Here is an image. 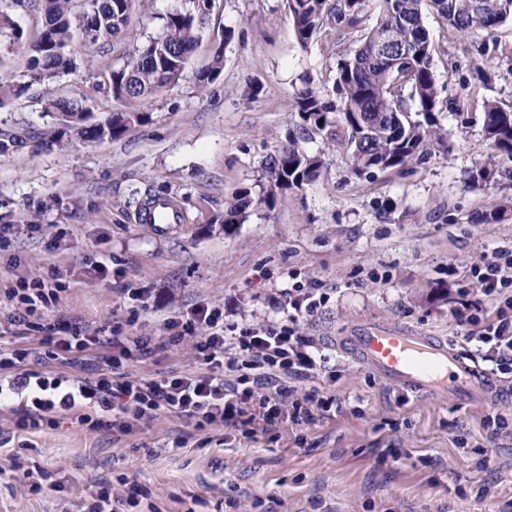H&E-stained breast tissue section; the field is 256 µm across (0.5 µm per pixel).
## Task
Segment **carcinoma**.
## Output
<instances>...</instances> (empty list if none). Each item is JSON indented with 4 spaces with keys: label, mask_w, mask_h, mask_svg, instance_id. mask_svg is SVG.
<instances>
[{
    "label": "carcinoma",
    "mask_w": 512,
    "mask_h": 512,
    "mask_svg": "<svg viewBox=\"0 0 512 512\" xmlns=\"http://www.w3.org/2000/svg\"><path fill=\"white\" fill-rule=\"evenodd\" d=\"M80 11L74 12V2ZM46 23L39 39L29 47V81L0 83V107L25 94L32 85L47 86L59 75L76 69L68 55L74 36L97 50L105 49L128 26L135 0H46ZM296 40L303 48L319 32L324 21L358 23L366 0H287ZM30 5L29 0H0V36L18 43L10 10ZM431 8L462 34L490 33L512 23V0H383L376 23L359 44L336 65L335 89L340 105L325 102L312 87L302 89L296 110L302 125L327 131V139L341 145L356 173H372L403 166L428 154L431 139L440 138L435 113L439 108L438 83L433 72L435 44L424 25ZM207 21L193 0L162 18L159 33L148 45L99 83L115 98H145L176 83L202 39ZM224 67L222 51L214 52L198 75L201 85L214 80ZM48 111L65 115V127L50 134V143H96L122 137L147 122L143 112H114L106 126L88 124L89 108L83 99H45ZM484 131L491 153L472 172L475 181L512 180V111L495 102L484 103ZM324 161L294 140L265 161V183L258 197L238 189L224 210V229L241 223L253 206L272 207L281 190L301 188L320 178Z\"/></svg>",
    "instance_id": "obj_1"
}]
</instances>
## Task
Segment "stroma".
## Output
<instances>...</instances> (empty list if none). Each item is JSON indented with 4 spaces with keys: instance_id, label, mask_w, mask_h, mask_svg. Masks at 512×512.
<instances>
[{
    "instance_id": "1",
    "label": "stroma",
    "mask_w": 512,
    "mask_h": 512,
    "mask_svg": "<svg viewBox=\"0 0 512 512\" xmlns=\"http://www.w3.org/2000/svg\"><path fill=\"white\" fill-rule=\"evenodd\" d=\"M177 4L144 0L108 51L73 40L75 72L0 107V130L19 137L0 150V225L8 227L0 235V296L19 281L55 276L66 285L56 314L159 336L169 312L200 302L223 307L228 324L265 323L271 297L298 280L326 296L298 324L319 343L364 321L454 338L467 271L512 250V185L470 178L490 151L484 103L512 109V24L463 35L427 12L447 145L357 175L323 132H302L295 100L310 85L335 102L336 62L375 24L382 0H367L358 25L328 22L305 48L286 0H215L178 83L139 99L96 90ZM12 18L22 41L0 39V81L23 82L25 48L45 24L42 0ZM219 45L224 68L200 86L197 72ZM49 93L86 98L98 119L145 112L149 120L118 139L50 146L43 137L57 119L44 110ZM291 139L323 152L321 177L281 191L273 208H250L225 233V198L242 187L259 193L265 157ZM166 195L180 198L189 221L159 234L137 215L147 198ZM500 209L502 220L486 221ZM98 261L108 276L95 272ZM127 288L144 292L134 322ZM196 367L187 343L129 371L160 377ZM319 381L336 395L334 416L252 439L224 427L204 433L170 414L120 441L111 429L87 432L66 417L54 429L16 432L0 413V441L23 447L62 484L29 495L15 472L2 469L0 512H75L101 482L118 496L146 487L144 512H512V377L497 375L500 397L471 407L399 391L339 350ZM391 448L399 461H391Z\"/></svg>"
}]
</instances>
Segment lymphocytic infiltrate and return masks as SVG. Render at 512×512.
<instances>
[{
    "label": "lymphocytic infiltrate",
    "instance_id": "1",
    "mask_svg": "<svg viewBox=\"0 0 512 512\" xmlns=\"http://www.w3.org/2000/svg\"><path fill=\"white\" fill-rule=\"evenodd\" d=\"M472 288L462 290L468 311L459 319V341L497 374H512V251L497 252L470 270ZM62 291L43 280L21 281L0 301V319L33 336L29 345L0 346V410L17 430L41 431L67 416L86 431L111 429L118 438L138 433L170 413L193 421L196 430L230 426L253 437L287 425L302 426L329 416L336 396L317 385L327 356L302 335L301 319L324 303L316 285L292 284L272 299L277 315L260 325L228 326L224 310L199 303L171 312L164 335L110 334L54 315ZM192 342L200 370L160 378L133 377L132 362L158 350ZM103 354L88 375L62 374L54 362L94 349ZM309 381L296 398L295 381ZM148 491L117 498L111 486L81 499L77 512H139Z\"/></svg>",
    "mask_w": 512,
    "mask_h": 512
}]
</instances>
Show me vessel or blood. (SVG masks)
I'll return each instance as SVG.
<instances>
[{
    "label": "vessel or blood",
    "instance_id": "b4317fda",
    "mask_svg": "<svg viewBox=\"0 0 512 512\" xmlns=\"http://www.w3.org/2000/svg\"><path fill=\"white\" fill-rule=\"evenodd\" d=\"M139 223L163 232L185 223L178 200H148ZM337 344L390 385L419 395L449 394L461 402H487L497 386L490 372L456 350L441 336L415 332L378 322H364L339 337Z\"/></svg>",
    "mask_w": 512,
    "mask_h": 512
}]
</instances>
